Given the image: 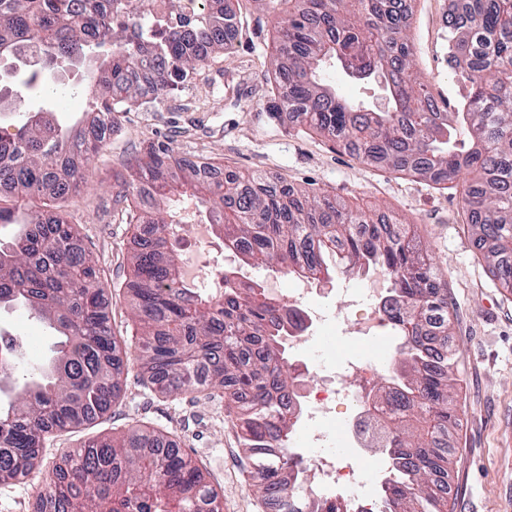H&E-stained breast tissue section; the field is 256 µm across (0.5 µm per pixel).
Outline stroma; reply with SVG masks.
<instances>
[{"mask_svg":"<svg viewBox=\"0 0 512 512\" xmlns=\"http://www.w3.org/2000/svg\"><path fill=\"white\" fill-rule=\"evenodd\" d=\"M448 7V0L406 2L411 70L440 103L457 100L448 66ZM233 8L238 24L232 50L200 69L179 92L119 113L109 151L88 163L83 190L66 202L67 220L98 260L114 335L126 347L135 330L127 294L134 228L113 203L119 190L116 176L151 141L170 144L180 158L213 157L241 174L258 171L272 181L325 193L350 207L388 213L414 225L427 244L433 266L448 284V340L465 346L464 353L454 357L461 427L452 434L449 448L451 512H512V293L498 288L462 222L463 181L436 185L392 172L315 131H298L287 113L268 111L276 92L271 62L288 8L273 6L272 0H234ZM58 78L74 90L53 117L70 126L82 119L89 89L76 68L66 67ZM176 249L209 273L238 264L217 231L208 244L184 238ZM0 323L30 336L34 360L43 358L51 332L24 308H0ZM398 342V337L384 336L370 347L339 330L324 357L370 360ZM139 424L167 432L207 470L210 484L221 495L222 512H265L247 488L254 458L243 448L223 402L194 394L175 399L159 395L141 384L132 363L126 366L121 398L111 412L85 429L55 434L44 455L57 463L89 437L119 434ZM44 489L41 474L0 485V512H34Z\"/></svg>","mask_w":512,"mask_h":512,"instance_id":"stroma-1","label":"stroma"}]
</instances>
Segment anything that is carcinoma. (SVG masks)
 <instances>
[{"mask_svg": "<svg viewBox=\"0 0 512 512\" xmlns=\"http://www.w3.org/2000/svg\"><path fill=\"white\" fill-rule=\"evenodd\" d=\"M287 2L268 109L394 172L436 185L473 175L462 193L466 224L495 280L512 290V0H461L471 23L448 25V63L464 91L456 112L440 111L411 76L408 17L393 0ZM125 9L123 0H0V62L18 64L17 84L47 93L59 62L89 61L88 83L105 87L88 103L87 129L63 127L45 109L29 114L15 137H0V196L14 198L0 206V225H18L9 245L0 243V305H22L57 333L50 355L29 368L0 349V384L15 392L0 400V484L42 472L50 435L93 424L121 397L127 352L112 333L97 261L62 209L84 181L75 161L107 149L115 114L182 89L233 47L229 0H200L190 37L177 27L158 31L145 8L138 31L119 39L114 24ZM328 67L376 84L387 110L341 98L322 79ZM122 184L119 203L132 189L156 186L149 205L128 209L136 222L127 292L140 381L167 396L224 400L245 448L260 451L249 491L262 499L281 491V512H353L339 501L302 507L301 462L282 454L299 411L300 373L288 354L298 314L234 268L224 270L218 296L184 280L172 252L183 220L161 204L195 199L225 248L251 268H288L313 281L389 271L386 312L401 343L388 378L374 386L381 415L367 425L387 468L378 512H448L459 376L448 347L447 285L412 226L286 182L271 186L260 173L205 180L160 141L148 143ZM33 200L42 207L30 208ZM47 476L37 512H221L202 469L154 430L90 437Z\"/></svg>", "mask_w": 512, "mask_h": 512, "instance_id": "cac0c4a2", "label": "carcinoma"}]
</instances>
